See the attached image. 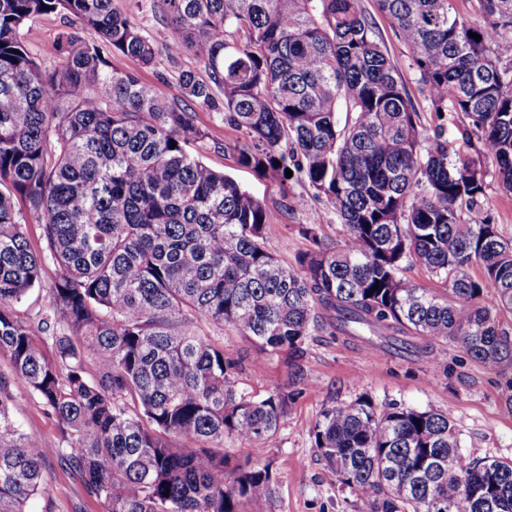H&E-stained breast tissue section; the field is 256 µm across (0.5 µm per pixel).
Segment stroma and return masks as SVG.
Segmentation results:
<instances>
[{"label": "stroma", "instance_id": "obj_1", "mask_svg": "<svg viewBox=\"0 0 512 512\" xmlns=\"http://www.w3.org/2000/svg\"><path fill=\"white\" fill-rule=\"evenodd\" d=\"M376 23L417 112L424 123H433L434 116L409 54L384 18H377ZM66 31L78 33L88 42L96 38L93 31L82 29L79 23L62 14L40 16L25 25L23 35L27 47L42 68L54 67L55 58L46 55L44 48L57 42ZM111 64L116 70L137 73L143 82L159 86L172 97L180 94L178 78L182 71L191 70L200 75L205 72L203 64L188 53L163 60L154 69L143 68L136 60L122 55L112 56ZM187 109L194 112L197 125L211 135L208 141L192 144V154L233 177L269 206L271 224L266 234L267 246L281 261L293 262L296 254L306 249L307 242L298 232L299 225H318L322 236L336 238L334 214L325 200L314 197L308 184L301 181L293 184L294 193L305 197V205L292 214L282 213L277 182L241 167L234 154L213 147L217 140L246 141V134L225 126L219 113L209 107L191 103ZM202 330L223 346L226 357L240 361L236 380L246 392L262 396L272 385H291L285 359L257 356L249 340L231 328L219 329L206 324ZM447 359L448 369L442 372L413 353L391 349L381 337H372L370 344L352 348L327 335L315 336L303 360L308 381L291 404L277 434L266 444L264 457L272 461L276 473L275 496L271 502L251 506L250 512H363L362 503L338 490L312 436L324 407L349 402L363 394L378 404L394 400L446 411L461 433L467 456L512 460V413L502 402L504 377L453 351ZM12 413L21 429L36 436L45 447L52 451L60 447V426L29 393L14 391ZM26 508L28 512H105L103 504L86 496L78 478L54 454L46 459L43 484Z\"/></svg>", "mask_w": 512, "mask_h": 512}]
</instances>
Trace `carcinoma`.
I'll use <instances>...</instances> for the list:
<instances>
[{"label": "carcinoma", "instance_id": "cac0c4a2", "mask_svg": "<svg viewBox=\"0 0 512 512\" xmlns=\"http://www.w3.org/2000/svg\"><path fill=\"white\" fill-rule=\"evenodd\" d=\"M156 2L157 38L208 73L181 72L177 99L111 68L114 54L160 65L157 38L112 0H0V512H26L48 455L10 412L19 389L60 425L54 453L106 512H248L271 499L262 446L297 393L237 387V362L193 330L201 321L286 357L296 385L317 333L413 338L445 372L446 344L506 376L512 409V240L475 218L487 177L512 193V0H473L480 22L455 0H375L420 75L430 126L364 0ZM52 13L103 44L64 33L42 69L21 30ZM185 101L248 134L214 147L275 179L284 213L304 204L293 178L325 199L338 238L301 224L309 247L283 264L267 205L189 153L209 133ZM50 266L38 333L14 305ZM412 266L440 287L409 280ZM313 437L366 512H512V460L469 458L446 412L360 396L324 408ZM233 438L254 455L232 459Z\"/></svg>", "mask_w": 512, "mask_h": 512}]
</instances>
